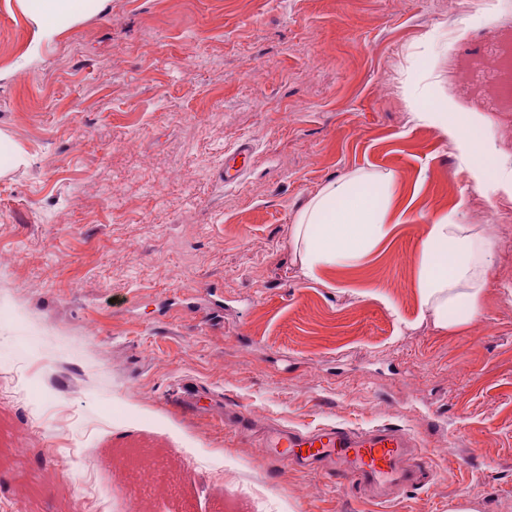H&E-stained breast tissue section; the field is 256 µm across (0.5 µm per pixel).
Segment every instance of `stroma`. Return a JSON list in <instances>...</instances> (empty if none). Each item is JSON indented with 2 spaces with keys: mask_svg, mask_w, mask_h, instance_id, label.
Returning <instances> with one entry per match:
<instances>
[{
  "mask_svg": "<svg viewBox=\"0 0 512 512\" xmlns=\"http://www.w3.org/2000/svg\"><path fill=\"white\" fill-rule=\"evenodd\" d=\"M106 0L29 67L0 0V512H512V186L477 190L430 107L512 173V0ZM252 150L237 184L224 161ZM396 175L392 235L304 275L300 212ZM493 207L480 211V198ZM494 243L480 316H423L432 222ZM91 375L64 394L54 376ZM396 427L389 500L269 458L268 426Z\"/></svg>",
  "mask_w": 512,
  "mask_h": 512,
  "instance_id": "obj_1",
  "label": "stroma"
}]
</instances>
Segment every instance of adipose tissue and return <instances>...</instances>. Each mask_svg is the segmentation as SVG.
<instances>
[{"label": "adipose tissue", "mask_w": 512, "mask_h": 512, "mask_svg": "<svg viewBox=\"0 0 512 512\" xmlns=\"http://www.w3.org/2000/svg\"><path fill=\"white\" fill-rule=\"evenodd\" d=\"M96 0H17L35 27L28 58L43 43L74 27ZM474 187L489 183L482 163L487 148L457 126L440 123ZM393 172L349 174L324 187L301 212L296 228L300 262L306 275L324 267H344L391 234L387 222ZM491 239L474 224L446 215L434 221L419 257L416 283L423 311L451 331L470 324L481 312L484 282L493 258Z\"/></svg>", "instance_id": "ef3b65f1"}]
</instances>
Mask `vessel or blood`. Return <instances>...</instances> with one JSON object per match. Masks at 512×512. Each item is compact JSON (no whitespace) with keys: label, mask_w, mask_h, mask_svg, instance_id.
Returning <instances> with one entry per match:
<instances>
[{"label":"vessel or blood","mask_w":512,"mask_h":512,"mask_svg":"<svg viewBox=\"0 0 512 512\" xmlns=\"http://www.w3.org/2000/svg\"><path fill=\"white\" fill-rule=\"evenodd\" d=\"M249 154L250 148L244 144L225 162V183L232 184L240 178ZM264 445L271 448L274 456L287 458L293 467L306 469L335 464L341 476L382 499L395 490L416 484L421 474L416 440L402 429L362 430L323 425L302 432L273 433Z\"/></svg>","instance_id":"vessel-or-blood-1"}]
</instances>
